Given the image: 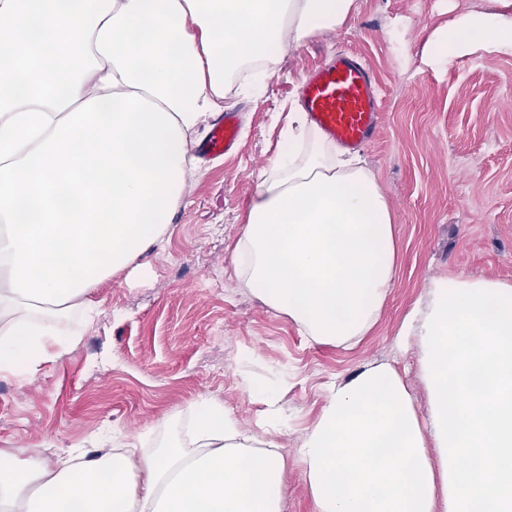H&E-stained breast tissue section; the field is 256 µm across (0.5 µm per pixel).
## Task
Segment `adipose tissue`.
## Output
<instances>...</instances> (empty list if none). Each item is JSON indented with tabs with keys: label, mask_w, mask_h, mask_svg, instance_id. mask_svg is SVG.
I'll return each mask as SVG.
<instances>
[{
	"label": "adipose tissue",
	"mask_w": 512,
	"mask_h": 512,
	"mask_svg": "<svg viewBox=\"0 0 512 512\" xmlns=\"http://www.w3.org/2000/svg\"><path fill=\"white\" fill-rule=\"evenodd\" d=\"M492 2L437 29L426 62L511 56L512 0ZM354 4L0 0V375L72 350L94 286L163 247L193 136L240 79L264 87ZM400 254L377 176L292 108L232 249L237 278L312 342L350 348ZM400 334L420 347L428 418L393 364L329 385L297 449L313 512H512V284L435 278ZM244 390L263 404L251 428L204 399L188 427L167 416L150 452L0 448V512H285L282 388Z\"/></svg>",
	"instance_id": "ef3b65f1"
}]
</instances>
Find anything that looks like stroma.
<instances>
[{"label":"stroma","mask_w":512,"mask_h":512,"mask_svg":"<svg viewBox=\"0 0 512 512\" xmlns=\"http://www.w3.org/2000/svg\"><path fill=\"white\" fill-rule=\"evenodd\" d=\"M489 0H355L349 27L302 44L266 91L230 97L246 114L239 152L201 165L175 211L163 248L107 278L92 297L100 313L80 342L30 382L0 376V448L54 449L94 438L146 447L163 419L202 398L253 424L260 405L245 382L284 384L282 452L286 512L313 504L292 459L316 418L323 388L393 359L419 416L428 394L415 342L398 331L430 278L478 276L512 284V56L462 57L447 68L423 61L428 36ZM361 57L382 89V125L362 155L379 178L402 242L398 276L369 336L346 349L311 342L287 317L238 282L229 247L242 232L254 173L271 156L308 70L337 51Z\"/></svg>","instance_id":"stroma-1"}]
</instances>
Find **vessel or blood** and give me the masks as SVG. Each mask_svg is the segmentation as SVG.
Listing matches in <instances>:
<instances>
[{"label": "vessel or blood", "instance_id": "obj_1", "mask_svg": "<svg viewBox=\"0 0 512 512\" xmlns=\"http://www.w3.org/2000/svg\"><path fill=\"white\" fill-rule=\"evenodd\" d=\"M300 105L310 121L337 145L355 150L375 139L383 112L380 87L370 68L357 56L339 52L308 72ZM239 116L225 113L197 149L203 159L237 153Z\"/></svg>", "mask_w": 512, "mask_h": 512}]
</instances>
